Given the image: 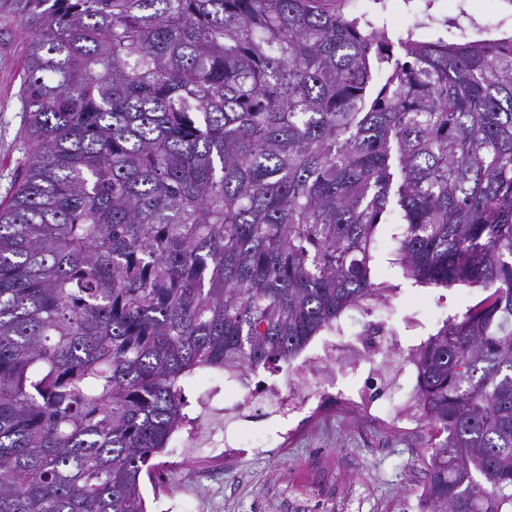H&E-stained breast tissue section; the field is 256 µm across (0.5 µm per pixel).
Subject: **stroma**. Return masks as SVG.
Returning <instances> with one entry per match:
<instances>
[{
    "instance_id": "stroma-1",
    "label": "stroma",
    "mask_w": 512,
    "mask_h": 512,
    "mask_svg": "<svg viewBox=\"0 0 512 512\" xmlns=\"http://www.w3.org/2000/svg\"><path fill=\"white\" fill-rule=\"evenodd\" d=\"M387 26L391 38L416 29L421 38L448 42L512 34V0H360ZM24 32L0 17V201L12 194L27 157L20 99ZM384 277L396 285L391 327L416 344L449 315L476 304L479 290L413 287L400 272ZM256 449L228 459L220 448H170L159 468V486L143 481L149 512H292L303 489L320 490L310 512H394L398 501L416 499L424 475L414 436L372 424L352 410L306 419L280 440L276 421L260 430L244 426Z\"/></svg>"
}]
</instances>
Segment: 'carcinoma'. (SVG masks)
Wrapping results in <instances>:
<instances>
[{
	"mask_svg": "<svg viewBox=\"0 0 512 512\" xmlns=\"http://www.w3.org/2000/svg\"><path fill=\"white\" fill-rule=\"evenodd\" d=\"M347 4L0 0L29 36L0 512H146L184 377L391 303L392 201L389 267L485 294L414 356L420 512H512V36L394 42Z\"/></svg>",
	"mask_w": 512,
	"mask_h": 512,
	"instance_id": "cac0c4a2",
	"label": "carcinoma"
}]
</instances>
